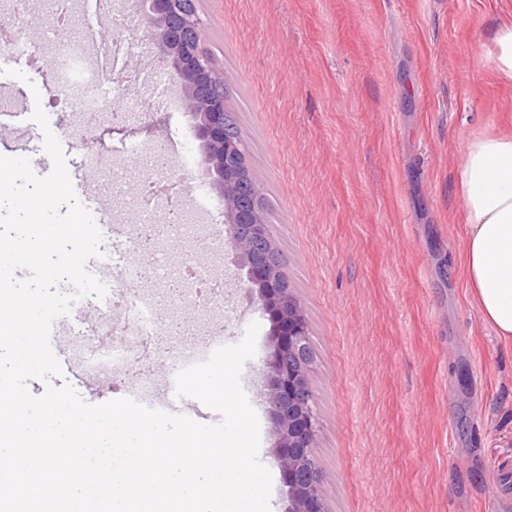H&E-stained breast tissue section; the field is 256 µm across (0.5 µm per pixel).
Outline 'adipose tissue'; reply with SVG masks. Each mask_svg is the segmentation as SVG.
Returning a JSON list of instances; mask_svg holds the SVG:
<instances>
[{
  "mask_svg": "<svg viewBox=\"0 0 512 512\" xmlns=\"http://www.w3.org/2000/svg\"><path fill=\"white\" fill-rule=\"evenodd\" d=\"M463 264L481 320L512 344V135L466 141L458 171Z\"/></svg>",
  "mask_w": 512,
  "mask_h": 512,
  "instance_id": "obj_1",
  "label": "adipose tissue"
}]
</instances>
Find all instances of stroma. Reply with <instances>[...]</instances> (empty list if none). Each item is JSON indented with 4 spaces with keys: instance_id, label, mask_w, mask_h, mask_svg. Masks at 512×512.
I'll use <instances>...</instances> for the list:
<instances>
[{
    "instance_id": "stroma-1",
    "label": "stroma",
    "mask_w": 512,
    "mask_h": 512,
    "mask_svg": "<svg viewBox=\"0 0 512 512\" xmlns=\"http://www.w3.org/2000/svg\"><path fill=\"white\" fill-rule=\"evenodd\" d=\"M203 49L223 77L266 189L269 230L301 301L315 352L310 377L327 512H512V345L482 322L462 265L461 148L480 132L512 134V81L489 53L512 22V0H196ZM56 0H0V19L32 37ZM50 49L0 54V136L47 176L51 157L32 121L42 106L79 202L106 224H133L132 195L95 193L100 169L129 164L158 137L200 151L184 111L143 110L86 127L49 75ZM24 79L7 76V69ZM95 154L100 169L85 158ZM175 262L204 260L226 279L224 342L258 323L240 383L260 427V459L276 438L262 395L271 323L224 243L165 242ZM88 403L124 397L72 371Z\"/></svg>"
}]
</instances>
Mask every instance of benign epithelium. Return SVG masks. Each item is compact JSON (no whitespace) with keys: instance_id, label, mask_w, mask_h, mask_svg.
I'll return each instance as SVG.
<instances>
[{"instance_id":"1","label":"benign epithelium","mask_w":512,"mask_h":512,"mask_svg":"<svg viewBox=\"0 0 512 512\" xmlns=\"http://www.w3.org/2000/svg\"><path fill=\"white\" fill-rule=\"evenodd\" d=\"M139 6L141 39L158 50L181 89L184 111L198 120L201 167L224 202L225 240L246 268L248 287L273 325L264 398L276 435L273 462L287 487L285 512H324L323 474L311 451L319 420L312 383L301 365L309 326L301 303L282 287L278 267L264 253L266 225L251 196L240 191L242 150L224 132V92L201 47L200 20L182 8V0H141Z\"/></svg>"}]
</instances>
